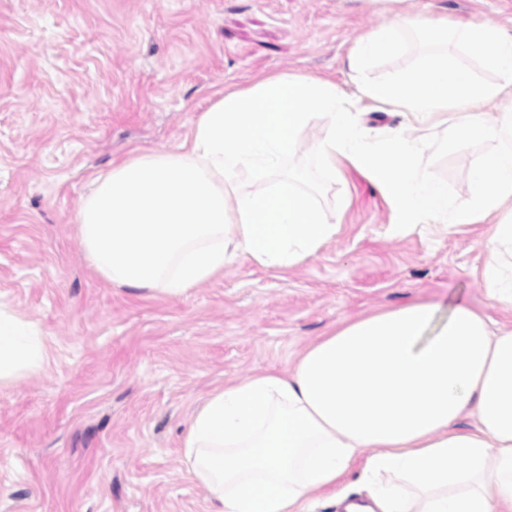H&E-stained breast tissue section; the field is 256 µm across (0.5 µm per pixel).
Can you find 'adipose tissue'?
I'll use <instances>...</instances> for the list:
<instances>
[{"mask_svg":"<svg viewBox=\"0 0 512 512\" xmlns=\"http://www.w3.org/2000/svg\"><path fill=\"white\" fill-rule=\"evenodd\" d=\"M406 30L435 42L449 33L440 18L397 16L350 51L352 93L279 72L219 92L177 150L137 152L98 172L75 212L89 265L109 284L179 298L238 256L273 270L314 258L334 238L336 219L277 172L318 120L321 164L332 170L342 157L366 173L398 224L489 223L486 294L511 310L512 267L501 258L512 253V31L486 23L456 30L495 73L491 82L444 58L367 77ZM487 103L496 120L480 112ZM366 108L394 112L404 125L372 140L356 119ZM449 121L458 138L499 144L472 168L464 205L449 202L446 183L419 163L421 142L403 135L407 125ZM244 174L277 180L244 195ZM48 363L42 329L0 304V387ZM466 416L469 429H459ZM182 465L208 490L213 512H310L319 494L342 512H512V325L463 302L445 311L423 301L341 323L291 372L264 369L213 389L186 431ZM356 466L372 484L358 501L346 485Z\"/></svg>","mask_w":512,"mask_h":512,"instance_id":"obj_1","label":"adipose tissue"}]
</instances>
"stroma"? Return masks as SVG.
<instances>
[{
    "mask_svg": "<svg viewBox=\"0 0 512 512\" xmlns=\"http://www.w3.org/2000/svg\"><path fill=\"white\" fill-rule=\"evenodd\" d=\"M422 11L512 29V0H0V302L42 327L45 372L0 389V512H211L182 442L213 387L292 369L344 320L413 301H467L503 320L480 275L477 224L399 226L346 160L283 165L337 231L280 272L239 257L186 296L115 287L86 262L74 213L92 176L132 150L172 151L220 89L288 71L345 87L365 32ZM402 33L369 74L437 60ZM495 142L429 132L421 165L457 205Z\"/></svg>",
    "mask_w": 512,
    "mask_h": 512,
    "instance_id": "35a3bbf8",
    "label": "stroma"
}]
</instances>
